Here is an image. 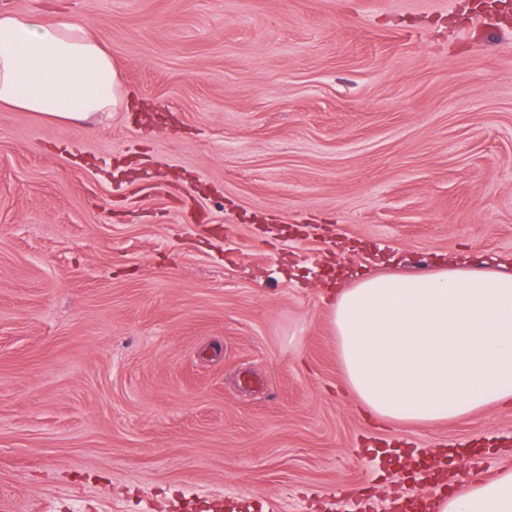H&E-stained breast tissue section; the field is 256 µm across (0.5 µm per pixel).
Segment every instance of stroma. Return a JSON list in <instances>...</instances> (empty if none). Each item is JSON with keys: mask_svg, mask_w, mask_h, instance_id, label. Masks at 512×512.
I'll return each instance as SVG.
<instances>
[{"mask_svg": "<svg viewBox=\"0 0 512 512\" xmlns=\"http://www.w3.org/2000/svg\"><path fill=\"white\" fill-rule=\"evenodd\" d=\"M123 107H0V512H384L512 467V407L382 423L330 291L512 259V22L468 0H0Z\"/></svg>", "mask_w": 512, "mask_h": 512, "instance_id": "1", "label": "stroma"}]
</instances>
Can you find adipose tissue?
I'll return each instance as SVG.
<instances>
[{"mask_svg": "<svg viewBox=\"0 0 512 512\" xmlns=\"http://www.w3.org/2000/svg\"><path fill=\"white\" fill-rule=\"evenodd\" d=\"M124 90L112 55L68 16L0 12V104L51 120L115 112ZM350 393L398 425L512 406V262L452 258L417 274H370L332 299ZM437 512H512V468L468 483Z\"/></svg>", "mask_w": 512, "mask_h": 512, "instance_id": "1", "label": "adipose tissue"}]
</instances>
